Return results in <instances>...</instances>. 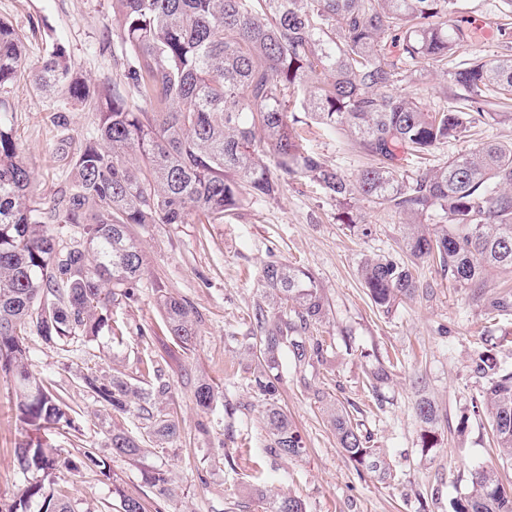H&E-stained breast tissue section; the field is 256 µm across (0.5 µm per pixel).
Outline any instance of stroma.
I'll return each instance as SVG.
<instances>
[{
    "label": "stroma",
    "instance_id": "35a3bbf8",
    "mask_svg": "<svg viewBox=\"0 0 512 512\" xmlns=\"http://www.w3.org/2000/svg\"><path fill=\"white\" fill-rule=\"evenodd\" d=\"M497 0H464L448 16L449 26L470 35L469 48L496 55ZM0 17L26 36V67L40 68L53 45H61L78 74L97 79L112 71V0H0ZM13 127L33 172L36 201L53 198L70 173L62 147L67 138L91 131L95 113L38 90L26 75L12 89ZM302 145L326 165L355 177L365 160L349 143L323 126L308 123ZM341 205L310 179L285 178L274 198H245L223 223L150 224L137 229L145 257L134 299L114 304L112 317L122 340L108 332L51 346L36 335L26 345L32 371L77 412L74 428L42 432L47 445L80 460L93 450L104 470L56 473L54 492L67 496L74 512H120L124 495L140 498L148 512H264L250 493L261 485L270 493L301 498L307 512H449L450 501L467 492L473 473L499 469L512 483L485 417L473 405L483 379L472 358L512 327V313L490 317L439 268L421 263V287L392 313L377 311L358 275L367 255L402 257L401 218L354 202L357 227L342 224ZM272 260L299 265L316 277L329 307L310 335L332 342L326 364L296 367L289 351L279 357L278 403L300 431L306 451L281 459L268 450L267 402L252 381L259 331L253 319L263 299V266ZM183 302L197 323L191 345L171 336L157 306L159 293ZM161 368L168 391L152 394L145 362ZM392 361L390 380L369 391L367 372ZM119 377L139 392L151 393L146 411L113 412L97 401L82 377ZM211 384L216 398L201 409L197 386ZM343 406L372 435L373 447L391 460L394 479L381 482L358 474L336 446L319 402ZM428 396L439 409V445L423 452L415 405ZM14 382L0 371V504L10 505L22 488L40 480L15 463L18 442L32 435L15 412ZM173 416L179 433L158 441L150 415ZM123 431L142 451L113 454L110 438ZM170 479L159 493L149 483L154 471Z\"/></svg>",
    "mask_w": 512,
    "mask_h": 512
}]
</instances>
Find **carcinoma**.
<instances>
[{"label":"carcinoma","mask_w":512,"mask_h":512,"mask_svg":"<svg viewBox=\"0 0 512 512\" xmlns=\"http://www.w3.org/2000/svg\"><path fill=\"white\" fill-rule=\"evenodd\" d=\"M501 52L460 58L470 36L448 27L460 0H115L112 60L120 72L89 83L74 74L63 47H53L34 85L78 104L92 98L97 121L70 144L67 187L52 201L30 195L33 173L13 128L11 93L25 72L24 35L0 20V369L17 383L20 421L39 430L71 424V407L32 374L26 336L46 344L70 336L95 337L112 327V304L133 299L144 269L134 228L221 224L245 195L273 198L281 179L316 181L339 204L360 196L374 208L401 216L402 250L429 259L494 312L512 308V295L490 297L485 277L512 276V141L480 142L467 153L409 172L407 157L424 158L477 126L512 123L496 111L512 100V0H499ZM425 64L449 75L457 92L450 106L428 109L399 87ZM313 119L344 137L368 163L351 181L302 145L298 127ZM277 159L278 172L265 163ZM441 216L443 224L426 223ZM68 224L76 236L63 243L50 228ZM359 274L375 307L390 313L420 288L411 265L389 255L363 258ZM261 287L279 311L257 305L260 330L254 382L268 397L270 452L303 453L299 431L276 404L279 354L288 348L298 366L327 362L321 336L305 337L326 316L313 274L288 263L265 264ZM157 305L168 331L182 344L196 336L187 308L161 294ZM486 378L475 408L488 416L502 458L512 462V370L489 352L473 361ZM86 388L114 411L131 407V390L119 378L91 373ZM425 452L438 444V410L416 405ZM336 444L356 472L393 477L371 434L332 406ZM153 434L172 438V419L154 417ZM112 451L135 456L136 439L112 433ZM18 469L46 475L100 466L88 450L75 462L29 439L15 449ZM253 496L266 512H306L295 496ZM72 512L63 497L28 483L0 512ZM450 512H512V488L495 469L474 472L471 488Z\"/></svg>","instance_id":"cac0c4a2"}]
</instances>
